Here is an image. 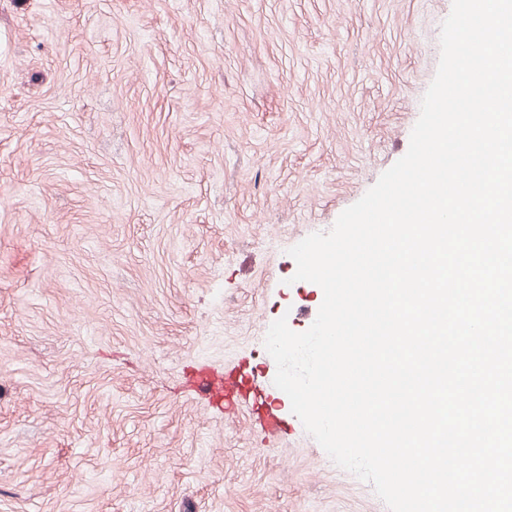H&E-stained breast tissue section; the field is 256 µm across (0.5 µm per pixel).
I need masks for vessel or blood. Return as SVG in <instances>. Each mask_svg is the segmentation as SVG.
Here are the masks:
<instances>
[{"mask_svg": "<svg viewBox=\"0 0 512 512\" xmlns=\"http://www.w3.org/2000/svg\"><path fill=\"white\" fill-rule=\"evenodd\" d=\"M186 385L196 397L212 407L247 406L257 398L248 386L245 374L233 369L219 372L206 367L196 368L187 374Z\"/></svg>", "mask_w": 512, "mask_h": 512, "instance_id": "1", "label": "vessel or blood"}]
</instances>
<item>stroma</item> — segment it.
I'll return each mask as SVG.
<instances>
[{"label": "stroma", "mask_w": 512, "mask_h": 512, "mask_svg": "<svg viewBox=\"0 0 512 512\" xmlns=\"http://www.w3.org/2000/svg\"><path fill=\"white\" fill-rule=\"evenodd\" d=\"M452 0H0V512H389L265 348L405 155ZM235 366L280 418L210 410ZM186 385L193 394L212 407H236L251 404L254 421L262 429L277 433L280 429V417L276 409L269 407L260 411L257 406L259 399L247 384L245 373H237L235 368L224 369V372L211 370L207 367L196 368L187 374Z\"/></svg>", "instance_id": "35a3bbf8"}]
</instances>
